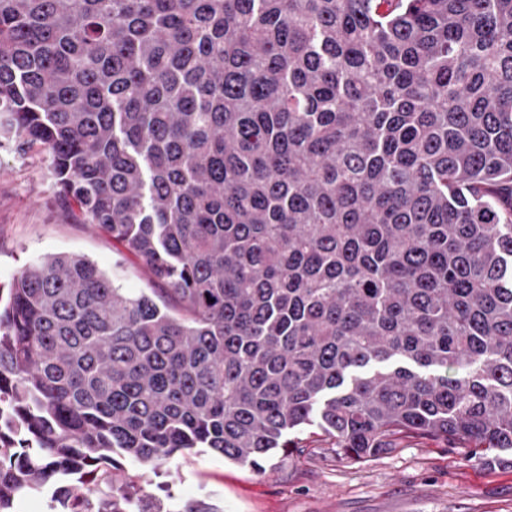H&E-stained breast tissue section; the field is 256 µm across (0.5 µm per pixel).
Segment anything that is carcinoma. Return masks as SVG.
<instances>
[{
	"label": "carcinoma",
	"mask_w": 512,
	"mask_h": 512,
	"mask_svg": "<svg viewBox=\"0 0 512 512\" xmlns=\"http://www.w3.org/2000/svg\"><path fill=\"white\" fill-rule=\"evenodd\" d=\"M2 138L148 280L0 289V512H221L148 476L310 427L512 452V0H0Z\"/></svg>",
	"instance_id": "carcinoma-1"
}]
</instances>
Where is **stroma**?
Listing matches in <instances>:
<instances>
[{
	"mask_svg": "<svg viewBox=\"0 0 512 512\" xmlns=\"http://www.w3.org/2000/svg\"><path fill=\"white\" fill-rule=\"evenodd\" d=\"M79 253L116 272L111 241L80 223L57 196L41 145H0V287L33 259ZM304 455L275 456L255 470L208 453L178 460L176 500L210 497L222 512H512V464H485L435 439L407 437L350 463L330 440L303 433Z\"/></svg>",
	"mask_w": 512,
	"mask_h": 512,
	"instance_id": "obj_1",
	"label": "stroma"
}]
</instances>
